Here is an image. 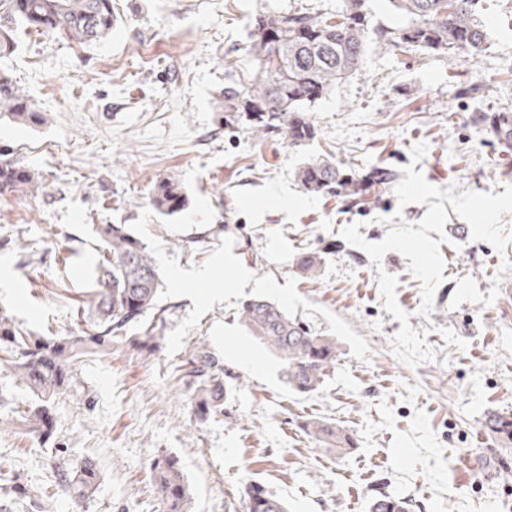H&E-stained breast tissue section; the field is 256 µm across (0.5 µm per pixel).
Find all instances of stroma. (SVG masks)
Segmentation results:
<instances>
[{
    "mask_svg": "<svg viewBox=\"0 0 512 512\" xmlns=\"http://www.w3.org/2000/svg\"><path fill=\"white\" fill-rule=\"evenodd\" d=\"M339 0H112L111 36L84 46L18 30L9 75L45 120L0 118V148L40 173L37 198L0 195V306L20 327L75 331L77 293L99 254L94 227L127 224L154 256L168 309L160 349L131 345L89 358L52 404L48 443L0 432V462L16 490L12 512H161L150 466L176 456L190 488L186 512H242L256 482L288 512H367L385 492L414 512H512V497L482 463L494 442L487 411L512 412V243L461 237L449 213L440 254L444 280L431 308L409 261L391 251L373 264L341 235L359 224L381 241L389 216L416 224L428 206L399 207L397 180L416 164L434 186L503 193L512 150L479 119L512 113V0H483L491 45L476 58L429 54L371 36L362 66L310 110L315 134L253 135L222 126L219 99L249 81L255 18L295 7L317 14ZM326 156L354 179L374 169L394 181L353 196L307 193L297 168ZM178 176L188 206L173 215L150 203L154 184ZM320 260L316 278L300 259ZM209 273L207 282L195 272ZM398 280L410 325L425 332L431 361L403 363L392 340L401 324L384 307L378 278ZM264 296L325 328L341 347L318 392H292L276 356L238 319ZM234 375L231 412L196 420L177 367L198 344ZM336 420L357 440L347 454L311 441L312 418ZM94 459L101 485L90 502L60 478Z\"/></svg>",
    "mask_w": 512,
    "mask_h": 512,
    "instance_id": "stroma-1",
    "label": "stroma"
}]
</instances>
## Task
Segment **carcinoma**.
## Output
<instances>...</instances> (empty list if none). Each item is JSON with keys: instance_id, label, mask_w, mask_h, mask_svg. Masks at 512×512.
Returning <instances> with one entry per match:
<instances>
[{"instance_id": "obj_1", "label": "carcinoma", "mask_w": 512, "mask_h": 512, "mask_svg": "<svg viewBox=\"0 0 512 512\" xmlns=\"http://www.w3.org/2000/svg\"><path fill=\"white\" fill-rule=\"evenodd\" d=\"M394 13L408 23L379 33L382 42L430 53L482 54L490 36L482 21V0H388ZM112 0H0V52L11 50L18 25L59 35L81 45L99 43L112 34ZM369 38L366 0H342L334 12L313 15L301 10L262 14L255 19L250 53L257 71L246 84L224 87L222 121L245 119L254 133L281 128L294 143L313 137L304 113L363 64ZM0 116L24 125L43 121L42 112L23 89L0 73ZM497 139L512 138V116L498 113L485 120ZM309 193H334L354 184L329 158H313L296 172ZM41 175L10 154L0 153V195L37 197ZM151 203L162 214L187 207L189 199L174 176L156 183ZM99 261L93 289L77 309V331L47 336L23 330L14 315L0 307V363L34 396V403L13 421L24 435L47 441L53 434L50 403L74 383L75 365L85 358H105L115 346L130 344L148 357L161 346L165 310L158 304L161 279L153 257L126 224H99L95 230ZM152 318L141 336L128 328ZM239 321L250 336L280 360L288 387L307 395L318 391L336 368L340 346L335 336L318 331L265 296L242 305ZM178 377L190 393L193 412L203 421L224 414L230 386L224 361L197 346L179 366ZM484 427L500 448H512V413L489 411ZM308 436L344 453L357 447L343 427L323 419L304 424ZM151 477L162 512H183L189 485L179 461L164 455L151 464ZM72 495L81 501L96 497L101 484L97 463L84 460L63 475ZM245 512H288L287 504L253 483L246 489ZM405 498L381 494L368 512H411Z\"/></svg>"}]
</instances>
